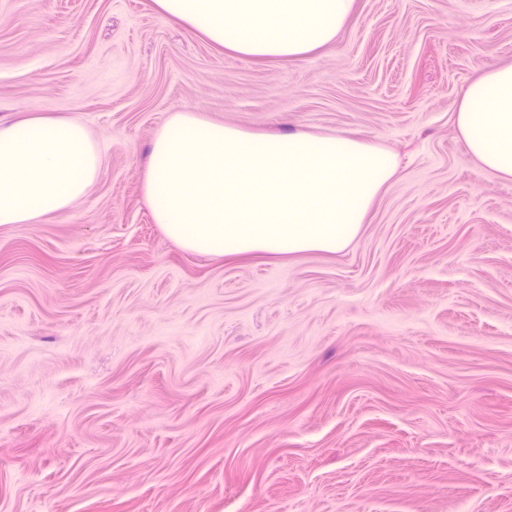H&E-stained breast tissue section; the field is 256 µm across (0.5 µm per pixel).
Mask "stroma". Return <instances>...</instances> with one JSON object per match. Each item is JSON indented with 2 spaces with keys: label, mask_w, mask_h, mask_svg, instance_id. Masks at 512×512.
<instances>
[{
  "label": "stroma",
  "mask_w": 512,
  "mask_h": 512,
  "mask_svg": "<svg viewBox=\"0 0 512 512\" xmlns=\"http://www.w3.org/2000/svg\"><path fill=\"white\" fill-rule=\"evenodd\" d=\"M509 62L512 0H355L278 60L154 0H0V122L75 117L103 154L0 227V512H512V182L455 127ZM174 112L396 173L341 252L193 254L144 195Z\"/></svg>",
  "instance_id": "35a3bbf8"
}]
</instances>
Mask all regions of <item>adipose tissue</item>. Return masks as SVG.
<instances>
[{
	"instance_id": "obj_1",
	"label": "adipose tissue",
	"mask_w": 512,
	"mask_h": 512,
	"mask_svg": "<svg viewBox=\"0 0 512 512\" xmlns=\"http://www.w3.org/2000/svg\"><path fill=\"white\" fill-rule=\"evenodd\" d=\"M160 12L214 45L253 59L300 58L333 41L354 0H155ZM458 133L486 172L512 180V64L466 86ZM102 153L74 117L32 116L0 124V226L65 212L95 182Z\"/></svg>"
}]
</instances>
